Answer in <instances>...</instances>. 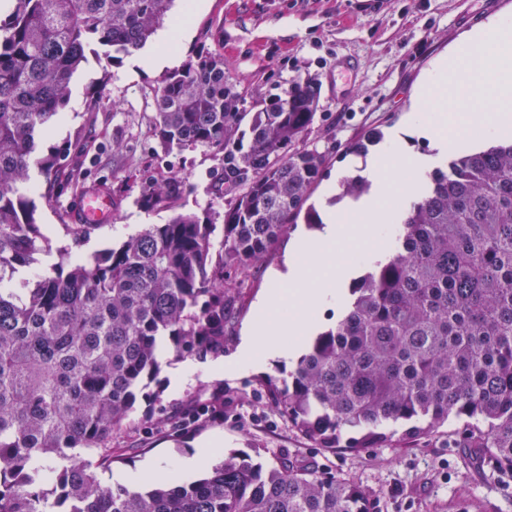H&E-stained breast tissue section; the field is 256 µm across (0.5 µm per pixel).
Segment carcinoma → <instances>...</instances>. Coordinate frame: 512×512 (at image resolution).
Masks as SVG:
<instances>
[{
  "label": "carcinoma",
  "instance_id": "obj_1",
  "mask_svg": "<svg viewBox=\"0 0 512 512\" xmlns=\"http://www.w3.org/2000/svg\"><path fill=\"white\" fill-rule=\"evenodd\" d=\"M174 0H13L0 20V512H372L359 486L286 459L272 468L229 455L203 478L131 490L101 485L117 461L137 391L177 358L224 352L228 293L298 219L324 156L300 146L316 87L293 81L241 112L216 54L170 73L154 92V136L168 151L222 156V249L209 217L178 213L84 260L52 249L36 221L68 164L41 142L92 46L141 50ZM176 177L144 183L150 211L171 209ZM368 185L341 180L339 197ZM391 254L365 268L336 323L310 338L271 405L317 447L382 448L466 418L464 445L512 474V144L455 156L399 214Z\"/></svg>",
  "mask_w": 512,
  "mask_h": 512
}]
</instances>
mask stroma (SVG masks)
I'll list each match as a JSON object with an SVG mask.
<instances>
[{"label": "stroma", "mask_w": 512, "mask_h": 512, "mask_svg": "<svg viewBox=\"0 0 512 512\" xmlns=\"http://www.w3.org/2000/svg\"><path fill=\"white\" fill-rule=\"evenodd\" d=\"M512 16V0H209L190 20L192 35L178 52V65L206 53L219 54L224 74L240 93L238 108L257 111L295 80H314L319 107L304 138L307 148L325 154L322 177L308 203L323 210L328 187L357 173L354 143L370 132L383 138H410L414 152L428 154L429 142L413 137L408 112L413 97L435 60L459 45L490 19ZM170 67L132 65L88 58L72 83L68 103L42 143L43 150H67L75 169L63 192L37 201V222L53 246L84 256L88 244L97 253L119 247L151 224H164L174 213L223 214L229 199L221 192L220 155L198 147L167 152L152 130L155 88ZM97 111H89L91 99ZM178 177L186 187L175 210L147 211L136 199L145 178ZM105 192L112 200V220L84 227L73 235L71 223L83 195ZM299 224L269 249L234 293L224 325V354L236 353L257 302L270 288L274 272L285 268L293 241L309 235ZM295 360L276 358L259 370L216 378L209 360L167 357L159 375L158 397L140 396L128 430L112 442L122 458L100 471L103 485L139 471L152 459L173 460L193 453L197 443L218 431L225 453L259 456L267 466L287 459L359 485L377 512H512V476L493 475L476 465L474 451L457 445L456 422L416 440L357 452L315 447L281 411L271 407L268 379L288 377ZM185 368L187 378L173 387L170 374ZM224 395L221 419L201 418L182 424L185 408ZM169 416L159 430H145L149 414Z\"/></svg>", "instance_id": "stroma-1"}]
</instances>
